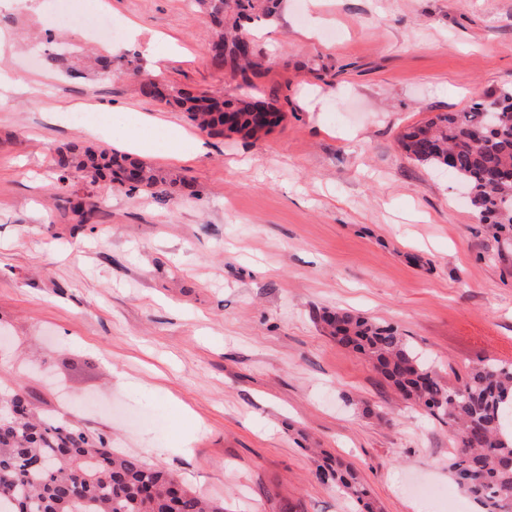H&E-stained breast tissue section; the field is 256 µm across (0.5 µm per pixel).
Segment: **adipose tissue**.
Instances as JSON below:
<instances>
[{
  "instance_id": "adipose-tissue-1",
  "label": "adipose tissue",
  "mask_w": 512,
  "mask_h": 512,
  "mask_svg": "<svg viewBox=\"0 0 512 512\" xmlns=\"http://www.w3.org/2000/svg\"><path fill=\"white\" fill-rule=\"evenodd\" d=\"M112 122L116 126L113 143L142 155L164 153L173 158L204 154L203 141L173 123L142 113L129 114L126 108L114 109Z\"/></svg>"
}]
</instances>
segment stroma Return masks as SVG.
Wrapping results in <instances>:
<instances>
[{"mask_svg": "<svg viewBox=\"0 0 512 512\" xmlns=\"http://www.w3.org/2000/svg\"><path fill=\"white\" fill-rule=\"evenodd\" d=\"M121 26L52 24L56 0H0V390L111 438L227 512H359L316 467H355L383 512H475L448 475L453 436L316 323L344 309L388 323L448 382L512 362V255L499 257L447 168L399 134L512 86V0H288L250 27L254 95L283 119L257 139L202 133L207 151L148 164L194 197L61 178L69 143L112 144L105 105L189 127L143 98L157 35L163 79L240 96L208 59L190 0H74ZM65 34L72 74L32 63ZM111 80L84 71L87 48ZM96 110L94 122L69 109ZM96 209L87 224L71 194ZM189 446L190 455L180 452Z\"/></svg>", "mask_w": 512, "mask_h": 512, "instance_id": "obj_1", "label": "stroma"}]
</instances>
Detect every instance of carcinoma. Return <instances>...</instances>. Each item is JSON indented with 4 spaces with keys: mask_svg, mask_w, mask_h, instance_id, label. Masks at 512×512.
Masks as SVG:
<instances>
[{
    "mask_svg": "<svg viewBox=\"0 0 512 512\" xmlns=\"http://www.w3.org/2000/svg\"><path fill=\"white\" fill-rule=\"evenodd\" d=\"M211 29L209 58L224 73L253 85L256 54L239 47L246 24L274 16L278 0H194ZM141 96L174 102L188 118L214 135L229 131L254 137L282 121L275 103L244 94L225 99L194 93L156 80L139 81ZM496 117L475 102L458 112H442L406 128L399 143L423 165L451 170L469 190L479 222L498 244L512 251V87L493 100ZM53 163L94 184L102 179L170 201L194 196L193 186L166 177L151 165L107 147L69 144L55 149ZM78 224L89 223L94 208L85 198L68 200ZM329 336L362 354L407 401L423 407L455 435L448 471L480 512H512V430L504 418L512 410V363L472 368L450 387L426 366L392 326L338 309L319 314ZM316 477L376 512L356 469L340 461L318 467ZM0 512H224L170 473L138 456L112 450V441L41 413L19 393L0 397Z\"/></svg>",
    "mask_w": 512,
    "mask_h": 512,
    "instance_id": "obj_1",
    "label": "carcinoma"
}]
</instances>
